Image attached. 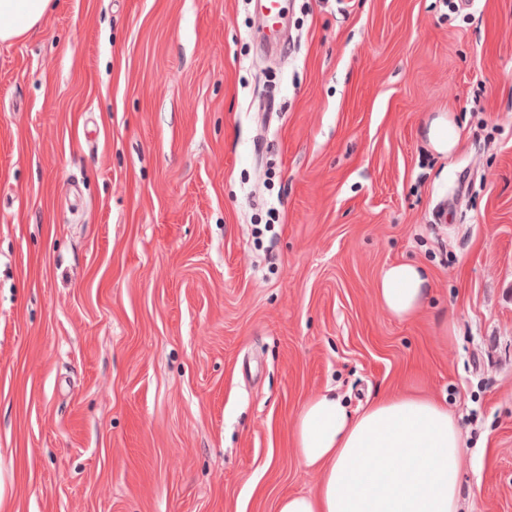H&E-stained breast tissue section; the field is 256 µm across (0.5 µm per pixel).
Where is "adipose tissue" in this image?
I'll return each mask as SVG.
<instances>
[{
    "label": "adipose tissue",
    "instance_id": "obj_1",
    "mask_svg": "<svg viewBox=\"0 0 512 512\" xmlns=\"http://www.w3.org/2000/svg\"><path fill=\"white\" fill-rule=\"evenodd\" d=\"M50 0H0V42L18 40L43 20ZM428 272L394 262L375 284L392 317L426 304ZM298 459L319 475L315 493L280 498L278 512H458L464 443L446 405L416 395L383 397L350 413L334 395L307 400L294 427Z\"/></svg>",
    "mask_w": 512,
    "mask_h": 512
}]
</instances>
